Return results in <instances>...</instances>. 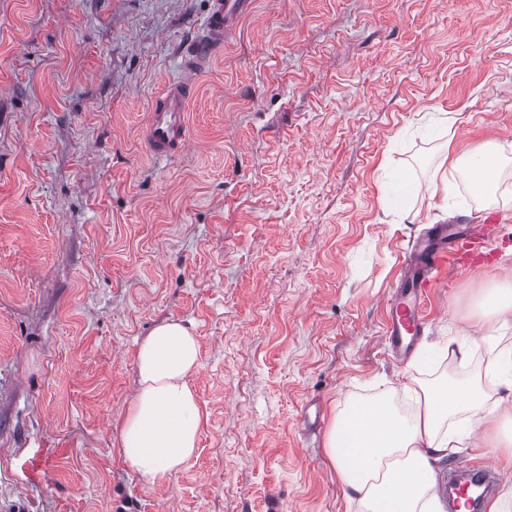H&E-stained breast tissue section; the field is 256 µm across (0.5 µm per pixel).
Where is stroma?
I'll use <instances>...</instances> for the list:
<instances>
[{
    "label": "stroma",
    "instance_id": "1",
    "mask_svg": "<svg viewBox=\"0 0 512 512\" xmlns=\"http://www.w3.org/2000/svg\"><path fill=\"white\" fill-rule=\"evenodd\" d=\"M208 4L0 0V512H357L334 415L449 368L385 342L409 241L503 218L495 267L439 273L426 341L512 281V0H254L154 159L147 112ZM477 148L488 199L450 164ZM401 172L450 187L400 200ZM168 321L198 338L203 425L151 483L120 425Z\"/></svg>",
    "mask_w": 512,
    "mask_h": 512
}]
</instances>
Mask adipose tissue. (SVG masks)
<instances>
[{
	"instance_id": "1",
	"label": "adipose tissue",
	"mask_w": 512,
	"mask_h": 512,
	"mask_svg": "<svg viewBox=\"0 0 512 512\" xmlns=\"http://www.w3.org/2000/svg\"><path fill=\"white\" fill-rule=\"evenodd\" d=\"M445 349L463 365L484 350L496 363L406 385L414 402L406 413L383 396L347 402L334 415L325 453L360 512H443L436 462L465 442L512 446V433L493 434L512 398V350H496L489 336H452ZM198 359L197 337L177 322L156 327L139 346V389L122 420L121 453L144 479L177 473L195 454L203 411L189 379Z\"/></svg>"
}]
</instances>
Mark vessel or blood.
I'll return each instance as SVG.
<instances>
[{"label": "vessel or blood", "instance_id": "vessel-or-blood-1", "mask_svg": "<svg viewBox=\"0 0 512 512\" xmlns=\"http://www.w3.org/2000/svg\"><path fill=\"white\" fill-rule=\"evenodd\" d=\"M251 0H209L201 35L187 47L182 57L184 78L170 82L154 99L144 130L151 155L167 158L181 151L187 142L186 106L193 89L192 76L211 61L231 30V24L250 7ZM482 248L481 241L463 231L440 232L420 250H412L408 266L413 278L400 282L391 292L388 340L396 357L410 354L425 327L422 305L430 287L431 274L448 262L467 266L472 255ZM460 480L449 495L451 512H485L492 499L497 477L486 468H459Z\"/></svg>", "mask_w": 512, "mask_h": 512}]
</instances>
